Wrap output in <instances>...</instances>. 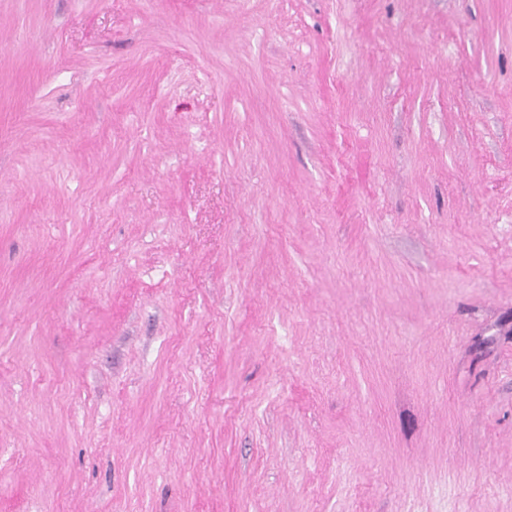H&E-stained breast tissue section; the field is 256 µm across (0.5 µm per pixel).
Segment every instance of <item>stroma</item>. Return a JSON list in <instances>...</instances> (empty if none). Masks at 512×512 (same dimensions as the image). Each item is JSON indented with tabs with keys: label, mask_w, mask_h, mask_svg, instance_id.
<instances>
[{
	"label": "stroma",
	"mask_w": 512,
	"mask_h": 512,
	"mask_svg": "<svg viewBox=\"0 0 512 512\" xmlns=\"http://www.w3.org/2000/svg\"><path fill=\"white\" fill-rule=\"evenodd\" d=\"M0 512H512V0H0Z\"/></svg>",
	"instance_id": "obj_1"
}]
</instances>
